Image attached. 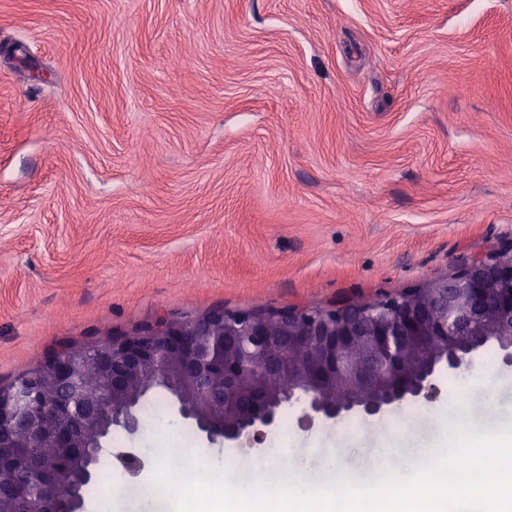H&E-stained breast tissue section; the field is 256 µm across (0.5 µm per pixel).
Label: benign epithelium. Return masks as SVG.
<instances>
[{"label": "benign epithelium", "mask_w": 512, "mask_h": 512, "mask_svg": "<svg viewBox=\"0 0 512 512\" xmlns=\"http://www.w3.org/2000/svg\"><path fill=\"white\" fill-rule=\"evenodd\" d=\"M489 344L512 365V242L373 302L161 317L121 337L68 344L0 385V470L20 430L28 448L86 449L84 482L94 478L103 449L137 477L145 466L138 454L107 449L105 441L117 428L139 431L140 403L155 386L168 390L175 412L209 442L253 446L296 403L312 424L430 399L441 373L473 366ZM90 370L112 389V411L83 404ZM271 373L287 378L276 391L263 389ZM326 373L352 381L353 391L339 400L323 396ZM4 492L27 512L84 509L80 486L57 479L52 463L36 456L0 482Z\"/></svg>", "instance_id": "7a95c632"}]
</instances>
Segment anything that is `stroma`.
<instances>
[{
    "mask_svg": "<svg viewBox=\"0 0 512 512\" xmlns=\"http://www.w3.org/2000/svg\"><path fill=\"white\" fill-rule=\"evenodd\" d=\"M0 384L159 317L372 301L512 241V0H0ZM512 423L496 348L434 399L336 424L288 408L250 453L141 405L107 445L177 441L239 484L294 450L380 451Z\"/></svg>",
    "mask_w": 512,
    "mask_h": 512,
    "instance_id": "35a3bbf8",
    "label": "stroma"
}]
</instances>
